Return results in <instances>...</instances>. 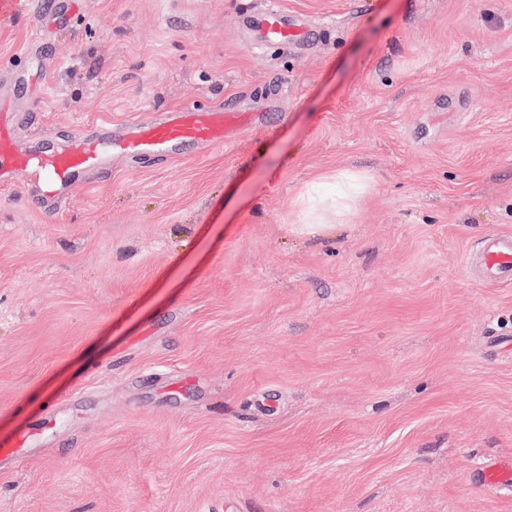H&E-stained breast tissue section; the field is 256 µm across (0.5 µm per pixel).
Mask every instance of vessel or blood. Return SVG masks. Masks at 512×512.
Returning a JSON list of instances; mask_svg holds the SVG:
<instances>
[{
    "label": "vessel or blood",
    "instance_id": "vessel-or-blood-1",
    "mask_svg": "<svg viewBox=\"0 0 512 512\" xmlns=\"http://www.w3.org/2000/svg\"><path fill=\"white\" fill-rule=\"evenodd\" d=\"M19 4L36 20L29 43L37 45L43 39L41 20L47 11L41 0H19ZM251 24L266 43L295 42L304 35L303 28L289 22L287 13L277 7L252 17ZM237 117L229 107L211 110L185 106L167 120L133 123L123 126L114 136L86 138L35 156L15 152L11 140L0 133V183L17 175L36 179L46 200L56 205L67 197L77 172L102 168L115 156L166 154L189 142L223 143L225 126ZM482 266L484 277L512 281L511 235L497 236L484 246ZM483 477L494 485H511L512 460L485 465Z\"/></svg>",
    "mask_w": 512,
    "mask_h": 512
}]
</instances>
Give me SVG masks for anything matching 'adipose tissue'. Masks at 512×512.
Masks as SVG:
<instances>
[{
  "instance_id": "1",
  "label": "adipose tissue",
  "mask_w": 512,
  "mask_h": 512,
  "mask_svg": "<svg viewBox=\"0 0 512 512\" xmlns=\"http://www.w3.org/2000/svg\"><path fill=\"white\" fill-rule=\"evenodd\" d=\"M369 189L368 175L344 168L307 184L292 201L295 231L315 235L347 224Z\"/></svg>"
}]
</instances>
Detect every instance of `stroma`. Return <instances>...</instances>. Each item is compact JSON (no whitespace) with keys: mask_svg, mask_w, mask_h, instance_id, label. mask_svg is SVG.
<instances>
[{"mask_svg":"<svg viewBox=\"0 0 512 512\" xmlns=\"http://www.w3.org/2000/svg\"><path fill=\"white\" fill-rule=\"evenodd\" d=\"M279 6L295 45L244 21ZM18 150L232 107L223 143L0 184V512H512V0H82L33 50ZM372 188L299 235L331 170ZM370 178L363 172L344 168L307 184L292 201L299 234L316 235L348 223L370 189ZM483 277L512 281V236L500 235L483 247ZM482 474L485 481L490 484L510 486L512 484V460L487 464Z\"/></svg>","mask_w":512,"mask_h":512,"instance_id":"stroma-1","label":"stroma"}]
</instances>
